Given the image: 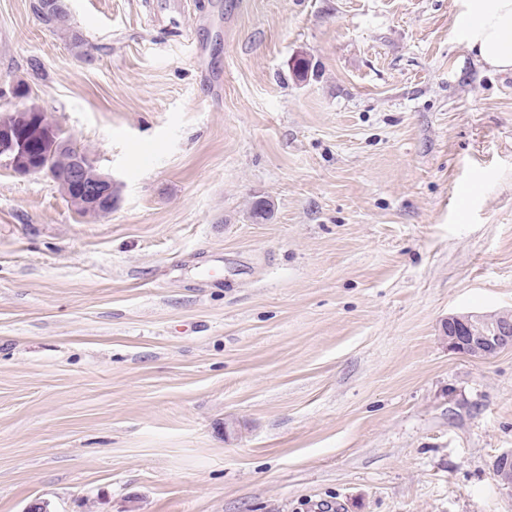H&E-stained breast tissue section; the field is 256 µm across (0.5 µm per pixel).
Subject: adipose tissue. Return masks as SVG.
<instances>
[{
	"label": "adipose tissue",
	"instance_id": "ef3b65f1",
	"mask_svg": "<svg viewBox=\"0 0 512 512\" xmlns=\"http://www.w3.org/2000/svg\"><path fill=\"white\" fill-rule=\"evenodd\" d=\"M466 47L486 64L512 69V0H466Z\"/></svg>",
	"mask_w": 512,
	"mask_h": 512
}]
</instances>
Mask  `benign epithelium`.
Wrapping results in <instances>:
<instances>
[{"label": "benign epithelium", "instance_id": "7a95c632", "mask_svg": "<svg viewBox=\"0 0 512 512\" xmlns=\"http://www.w3.org/2000/svg\"><path fill=\"white\" fill-rule=\"evenodd\" d=\"M34 144L53 156L70 149L66 164L72 166V178L78 180L94 171L95 189L83 206L96 216L112 212L116 183L112 176L95 172L96 165L89 154L80 153L71 142L61 138L58 129L41 122L27 106L0 117V166L23 176L45 174L59 182L58 170L36 167L30 162L29 152ZM445 334L449 350L489 358L504 348H512V312L453 314L448 316Z\"/></svg>", "mask_w": 512, "mask_h": 512}]
</instances>
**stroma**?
I'll return each instance as SVG.
<instances>
[{
	"label": "stroma",
	"instance_id": "obj_1",
	"mask_svg": "<svg viewBox=\"0 0 512 512\" xmlns=\"http://www.w3.org/2000/svg\"><path fill=\"white\" fill-rule=\"evenodd\" d=\"M0 0L118 184L0 168V512H512V71L466 0ZM39 70H32V62ZM267 202V216L253 214ZM67 0H39L38 13L42 20L54 28L69 34L75 48H81L83 39L74 32L70 23V10ZM95 180V189L92 192V195L86 200V202L82 203V205L93 215L100 217H90L93 219L101 218L102 215H107L112 212V202L115 198L116 191V183L112 180V176L104 174V173H94ZM61 193L63 195H68L71 197V203L76 207L77 211L83 216L86 217V209L80 207V200L84 201L82 195L76 196V192H74L70 186V182L68 180H64L61 184L58 185ZM445 335L451 351L492 357L504 348H512V312L450 315Z\"/></svg>",
	"mask_w": 512,
	"mask_h": 512
}]
</instances>
